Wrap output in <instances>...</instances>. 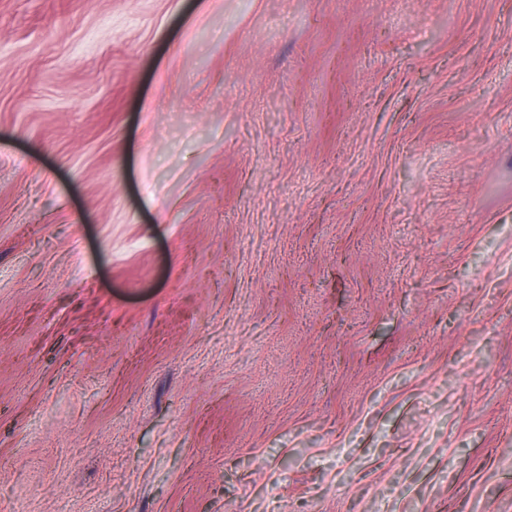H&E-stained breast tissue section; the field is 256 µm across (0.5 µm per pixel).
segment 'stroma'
I'll list each match as a JSON object with an SVG mask.
<instances>
[{
    "mask_svg": "<svg viewBox=\"0 0 512 512\" xmlns=\"http://www.w3.org/2000/svg\"><path fill=\"white\" fill-rule=\"evenodd\" d=\"M0 512H512V0H0Z\"/></svg>",
    "mask_w": 512,
    "mask_h": 512,
    "instance_id": "1",
    "label": "stroma"
}]
</instances>
